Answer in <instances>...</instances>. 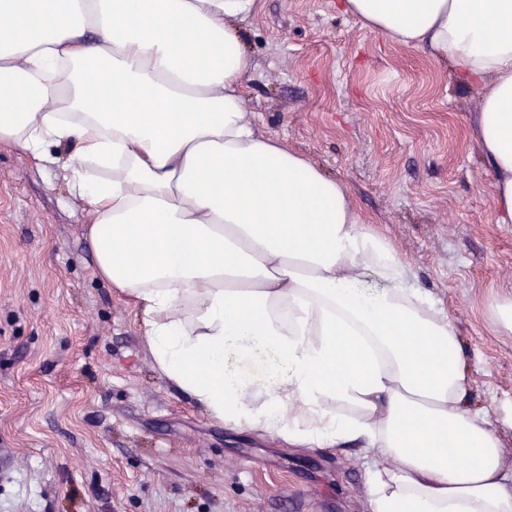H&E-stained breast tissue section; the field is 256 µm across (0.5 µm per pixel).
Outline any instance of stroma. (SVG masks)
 <instances>
[{
  "label": "stroma",
  "instance_id": "35a3bbf8",
  "mask_svg": "<svg viewBox=\"0 0 512 512\" xmlns=\"http://www.w3.org/2000/svg\"><path fill=\"white\" fill-rule=\"evenodd\" d=\"M260 0L246 111L341 180L448 311L512 461V224L449 64L342 13ZM60 171L0 144V512H364L366 458L213 421L154 369L137 311L94 274Z\"/></svg>",
  "mask_w": 512,
  "mask_h": 512
}]
</instances>
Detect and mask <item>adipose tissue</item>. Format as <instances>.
I'll return each instance as SVG.
<instances>
[{
    "instance_id": "ef3b65f1",
    "label": "adipose tissue",
    "mask_w": 512,
    "mask_h": 512,
    "mask_svg": "<svg viewBox=\"0 0 512 512\" xmlns=\"http://www.w3.org/2000/svg\"><path fill=\"white\" fill-rule=\"evenodd\" d=\"M257 0H0V142L61 163L94 273L155 369L224 426L371 454L367 512H512L438 301L338 179L244 109ZM479 90L512 224V0H342Z\"/></svg>"
}]
</instances>
